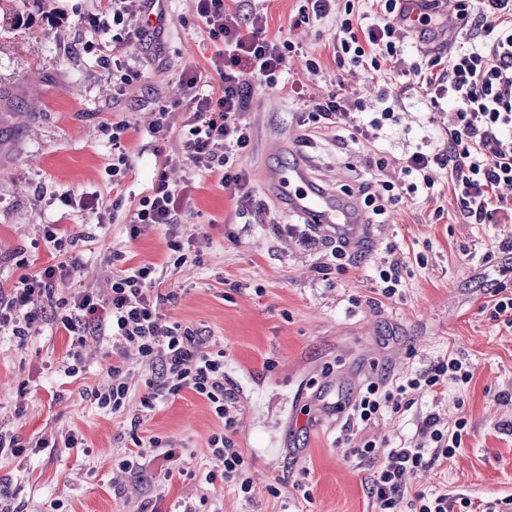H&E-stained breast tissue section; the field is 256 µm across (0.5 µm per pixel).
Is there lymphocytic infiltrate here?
<instances>
[{"label":"lymphocytic infiltrate","instance_id":"obj_1","mask_svg":"<svg viewBox=\"0 0 512 512\" xmlns=\"http://www.w3.org/2000/svg\"><path fill=\"white\" fill-rule=\"evenodd\" d=\"M149 0H112V55L99 54L103 66L111 67L112 82L131 84L134 74L120 61V54L143 45L146 32L133 26L134 17L147 13ZM398 0H384L382 16L367 23L342 19L337 27L334 61L338 68L370 64L380 71L399 61L396 42ZM197 13L207 25L215 51L207 70L192 69L183 80L187 90L183 124V164L188 169L219 176L225 188L239 199L251 195L250 181L238 160L251 142V129L242 122L254 83L278 86L296 46L287 40L268 37L265 18L255 12L242 13L227 0H198ZM461 22L476 21L481 38L464 40L449 58L434 56L426 66H413L407 77L419 82L431 104L448 99L453 106L448 125V147L444 153L423 149L406 155L403 169L413 181L400 187L375 179L363 187L361 200L369 216L385 217L402 200L403 192L432 193V168L447 169L459 211L467 223L494 224L512 206L498 196L499 188L512 186V0H478L477 14L460 9ZM221 81L220 91L206 90L207 73ZM380 116L361 121L366 103L341 93L308 100L306 109L313 123L332 122L348 126L351 135L363 140L378 139L385 121L396 118L401 92L381 93ZM186 206V192L170 183L166 172H158L148 195L143 196L129 224L130 237L142 227L163 224L177 227ZM83 234L60 224L47 225L43 242L53 258L51 264L33 275H21L12 288L0 289V335L26 340L33 324L43 323L53 331H64L71 339L62 362L66 376L81 373V349L90 336L106 337L117 361L109 369L110 384L90 390L98 408L113 413L124 411L130 397L129 370L123 362L135 350L141 364L155 374L151 390L141 399L151 410L159 398L191 389L207 399L224 427L208 440L215 463L205 479L237 486L251 494L248 464L232 434L238 404L224 388V354L209 351L204 337L190 327L164 319L163 295L154 291L156 268L142 265L113 276L109 288H75L62 291L64 281L75 273V253ZM466 363L451 358L439 362L427 375L406 380L372 381L353 405L356 422L369 423L383 411H399L411 390L435 387L444 380L469 381ZM356 454L379 461L371 480L378 512H399L406 475L427 466L421 448H382L366 441ZM183 449L152 437L136 439L135 448L119 461L121 471L135 475L154 468L171 477L182 463Z\"/></svg>","mask_w":512,"mask_h":512}]
</instances>
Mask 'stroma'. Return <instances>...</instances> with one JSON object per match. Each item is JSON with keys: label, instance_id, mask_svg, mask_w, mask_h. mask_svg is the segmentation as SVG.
I'll use <instances>...</instances> for the list:
<instances>
[{"label": "stroma", "instance_id": "obj_1", "mask_svg": "<svg viewBox=\"0 0 512 512\" xmlns=\"http://www.w3.org/2000/svg\"><path fill=\"white\" fill-rule=\"evenodd\" d=\"M349 1L354 15L375 11L370 0H335L333 15L296 28L292 19L301 0H246L245 10L264 14L269 37L291 40L300 52L288 63L284 86H254L244 111L252 142L239 164L254 203L242 209L218 178L188 172L179 160L182 81L189 69L206 68L215 51L197 0H164L159 47L124 58L136 77L122 89L84 50L88 41L108 39L87 24L108 0H46L42 14L25 26L9 17L23 10L22 0H0V287L50 263L41 246L48 224L86 234L74 287H105L116 267L156 266L166 320L200 329L211 350L224 353V385L241 409L233 439L254 481L249 500L231 486L206 482L212 468L207 441L222 423L204 397L185 389L141 411L146 376L140 372L126 411L98 409L86 392L107 383L110 345L88 340L82 375L68 378L53 369L68 349L67 334L37 324L25 343L0 339V422L25 442L72 430L86 445L0 457V492L23 512H47L54 501L64 512H139L147 500L156 501L159 512H176L185 501L199 512H377L371 494L376 466L357 459L352 448L366 440L418 447L432 413L450 424L466 419L462 443L454 456L431 459L408 479L401 512H414L409 501L418 491L464 496L476 506L512 499V329L486 310L495 289L512 291V272L499 264L512 223H466L447 171L437 168L433 195H404L384 223L368 225L361 242L349 247L350 263L341 269L331 256L333 240L279 208L265 189L271 171L296 159L269 149V140L281 134L300 137L311 179L338 196L356 194L377 158L388 161L384 178L403 183L399 158L419 146L429 152L445 147L448 108L431 107L417 88L406 95L400 123L372 143L352 140L336 125L309 122L292 87L308 98L341 92L373 105L378 92L400 89L402 69L424 63L430 53L449 55L460 37L458 24L446 19L457 13L459 0H439L444 38L428 45L406 35L400 66L376 75L362 66L340 70L333 55L336 18ZM309 58L320 60V72L307 71ZM19 102L24 110H16ZM160 102L170 106L172 118L167 138L158 140L148 127ZM119 120L130 126L124 138L130 172L116 186L107 168L111 126ZM161 170L173 182L190 184L182 231L198 263L176 265L165 226L128 235L139 199ZM63 193L97 194L116 217L101 224L94 214L61 208L56 198ZM19 248L23 268L13 257ZM391 251L404 261L403 297L396 301L375 293L377 267ZM115 253L120 261H112ZM452 357L469 363V382L413 391L409 407L385 412L368 426L295 423L298 403H312L321 391L351 399L369 381L414 377ZM136 414L135 427L130 420ZM138 437L186 448L183 473L166 480L150 470L133 478L132 491L116 490L112 469ZM283 476L290 485L280 496L268 494L267 485ZM296 479L309 496L293 488Z\"/></svg>", "mask_w": 512, "mask_h": 512}]
</instances>
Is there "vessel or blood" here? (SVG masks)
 <instances>
[{
	"instance_id": "vessel-or-blood-1",
	"label": "vessel or blood",
	"mask_w": 512,
	"mask_h": 512,
	"mask_svg": "<svg viewBox=\"0 0 512 512\" xmlns=\"http://www.w3.org/2000/svg\"><path fill=\"white\" fill-rule=\"evenodd\" d=\"M423 11L421 0H400L397 20L404 29L413 31ZM269 185L288 213L316 225L324 234L336 240L359 242L368 222L357 201L340 200L324 187L311 181L305 160H297L287 169L270 172Z\"/></svg>"
}]
</instances>
